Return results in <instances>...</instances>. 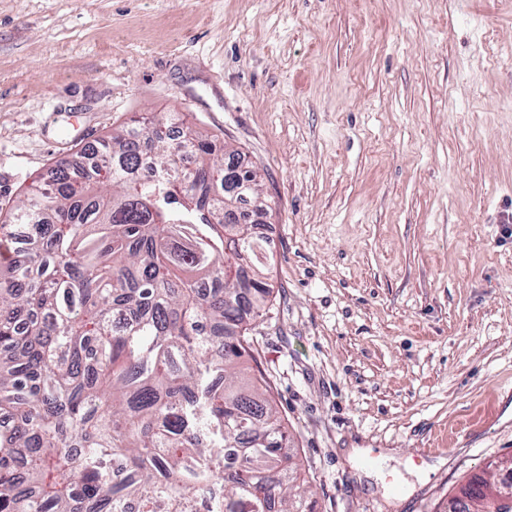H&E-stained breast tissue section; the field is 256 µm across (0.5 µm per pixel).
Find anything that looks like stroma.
Returning a JSON list of instances; mask_svg holds the SVG:
<instances>
[{
	"instance_id": "35a3bbf8",
	"label": "stroma",
	"mask_w": 512,
	"mask_h": 512,
	"mask_svg": "<svg viewBox=\"0 0 512 512\" xmlns=\"http://www.w3.org/2000/svg\"><path fill=\"white\" fill-rule=\"evenodd\" d=\"M167 112L261 173L248 339L317 512L512 454V0H0V210Z\"/></svg>"
}]
</instances>
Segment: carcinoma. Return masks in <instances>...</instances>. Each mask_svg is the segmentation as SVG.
I'll return each instance as SVG.
<instances>
[{"instance_id":"carcinoma-1","label":"carcinoma","mask_w":512,"mask_h":512,"mask_svg":"<svg viewBox=\"0 0 512 512\" xmlns=\"http://www.w3.org/2000/svg\"><path fill=\"white\" fill-rule=\"evenodd\" d=\"M53 171L0 224V512H314L259 375L262 215L169 112ZM460 512H512L478 476Z\"/></svg>"}]
</instances>
